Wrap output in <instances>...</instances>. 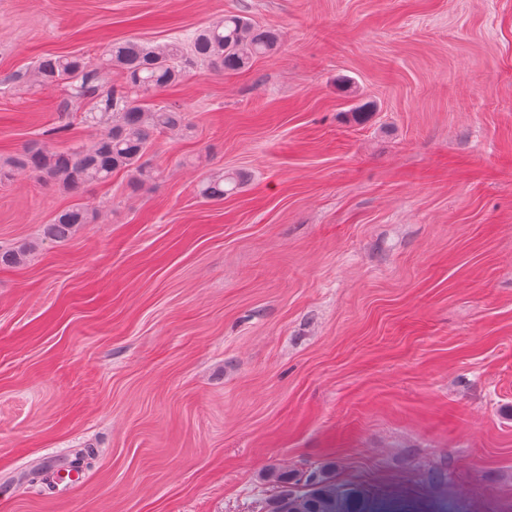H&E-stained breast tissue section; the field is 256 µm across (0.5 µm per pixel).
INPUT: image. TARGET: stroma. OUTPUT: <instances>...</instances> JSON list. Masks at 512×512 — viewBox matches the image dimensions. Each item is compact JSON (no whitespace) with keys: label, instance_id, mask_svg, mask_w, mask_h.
I'll return each mask as SVG.
<instances>
[{"label":"stroma","instance_id":"1","mask_svg":"<svg viewBox=\"0 0 512 512\" xmlns=\"http://www.w3.org/2000/svg\"><path fill=\"white\" fill-rule=\"evenodd\" d=\"M227 12L281 47L154 94L153 184L0 182V248L97 214L0 267V512H512V0H0V159L105 131L40 58ZM239 185L237 174L217 169L211 171L202 181L200 195L208 200H222L224 194L232 193ZM94 219V213L79 204L63 209L54 215L50 224H44L40 240L25 241L14 247L0 249V266L17 267L25 264L43 240L57 243L67 241L84 224H90ZM288 508L282 505V496L273 498L269 512H363L361 494L342 490L335 485H312L304 491H288Z\"/></svg>","mask_w":512,"mask_h":512}]
</instances>
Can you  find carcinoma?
<instances>
[{"label": "carcinoma", "mask_w": 512, "mask_h": 512, "mask_svg": "<svg viewBox=\"0 0 512 512\" xmlns=\"http://www.w3.org/2000/svg\"><path fill=\"white\" fill-rule=\"evenodd\" d=\"M280 46L277 30L254 24L241 14H226L180 40L145 44L135 39L112 42L105 51L106 64L125 77L121 91H100L94 64L76 56H50L38 61L31 79L40 88L71 81L73 97L89 100L93 107L82 121L96 124L103 119L111 126L103 137L69 151H57L47 141L27 144L16 157L0 161V178L15 171H29L63 190L77 193L93 183L108 181L116 171H126L135 185L154 180L158 172L144 157L157 135L188 126L186 113L168 106L148 105L144 97L152 91L179 83L190 66L201 63L216 73L248 69L260 58L275 54ZM240 185L239 176L217 169L202 181L200 195L222 200ZM95 219L94 213L75 204L56 213L44 225L42 239L61 243ZM40 241L22 242L0 249V266L17 267L27 262ZM269 512H361V494L334 485H313L288 493L269 503Z\"/></svg>", "instance_id": "cac0c4a2"}]
</instances>
